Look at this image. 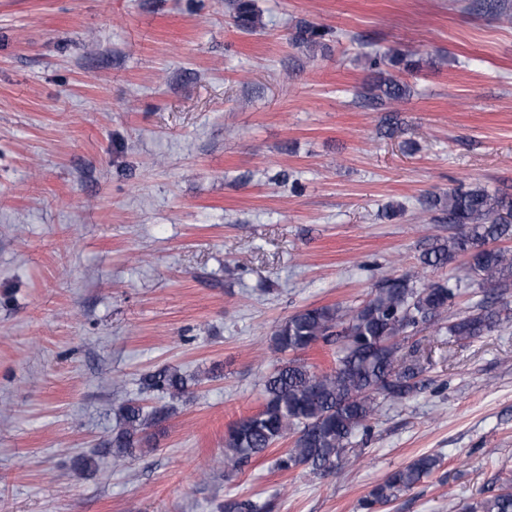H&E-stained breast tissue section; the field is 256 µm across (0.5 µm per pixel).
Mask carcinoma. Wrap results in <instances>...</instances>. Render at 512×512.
Segmentation results:
<instances>
[{
  "mask_svg": "<svg viewBox=\"0 0 512 512\" xmlns=\"http://www.w3.org/2000/svg\"><path fill=\"white\" fill-rule=\"evenodd\" d=\"M235 21L251 28L258 21L252 0H229ZM388 100L406 94L404 85L383 78L374 85ZM432 207L447 212L455 232L437 241L423 255L425 266L446 265L468 257L482 298L469 310L448 316L454 300L466 293L451 280L423 284L415 271L391 275L379 282L357 307L339 304L296 311L274 330L277 350L294 357L263 381L261 409L236 422L224 437V459L218 466L230 475L272 446L291 440L275 460L281 471L307 466L314 471L355 462L352 438L370 428L382 405L399 403L421 385L423 363L416 351L403 355V343L423 325L448 321V336L456 341L478 338L512 321L505 301L512 288V250L497 243L512 238V196L490 194L476 187L437 197ZM320 342L336 343L335 366L318 371L297 357ZM144 393L180 399L190 393L189 380L171 367L146 374ZM175 411L170 404L146 409L140 399L119 405V431L112 439V464L121 465L141 444L139 434L165 422ZM441 467L437 455H423L390 472L361 501L365 512H376L401 492L409 491ZM271 505L254 498H233L219 512H270ZM467 512H512V478H503L497 493L468 506Z\"/></svg>",
  "mask_w": 512,
  "mask_h": 512,
  "instance_id": "obj_1",
  "label": "carcinoma"
}]
</instances>
